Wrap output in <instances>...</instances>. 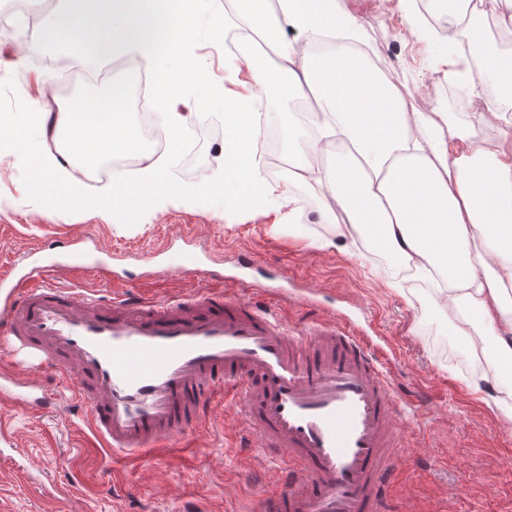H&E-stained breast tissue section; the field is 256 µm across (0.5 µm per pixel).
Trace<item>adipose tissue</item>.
Returning <instances> with one entry per match:
<instances>
[{
    "instance_id": "1",
    "label": "adipose tissue",
    "mask_w": 512,
    "mask_h": 512,
    "mask_svg": "<svg viewBox=\"0 0 512 512\" xmlns=\"http://www.w3.org/2000/svg\"><path fill=\"white\" fill-rule=\"evenodd\" d=\"M232 15L217 14L215 0H64L51 24L33 40L54 39L85 56L105 60L138 53L153 61L156 92L168 132V154L177 156L183 135L204 112L224 115V200L263 197L268 185L253 157L254 111L266 100L314 101L316 136L300 139L289 125L286 141H299L288 177L308 191L327 195L317 210L320 224L338 225L342 236L368 241L391 259L388 280L402 285L403 271L431 282L430 303L447 309L454 335L466 347H489L497 386L493 405L512 417V131L493 143L477 130L505 121L512 111V57L485 49L477 67L458 73L472 95L490 78L508 84L497 100L460 122L447 113L417 112L391 78L351 55L364 43L359 19L341 0H232ZM444 39L456 42L463 18L496 16L512 35V0H442ZM244 30L243 54L225 57V69H247L253 90L227 98L223 84L203 69L197 50L223 43L226 26ZM298 38L289 39L284 27ZM342 45L324 52L327 34ZM270 49L274 69L257 63ZM129 86L115 83L91 97L72 98L58 111L25 100L5 119V144L38 172L51 205L92 208L104 215L126 209L131 198L153 203L171 190L165 166L152 159L126 111ZM337 146L332 160L325 150ZM116 155L143 161L136 181L112 173L113 192L85 194L68 165H93Z\"/></svg>"
}]
</instances>
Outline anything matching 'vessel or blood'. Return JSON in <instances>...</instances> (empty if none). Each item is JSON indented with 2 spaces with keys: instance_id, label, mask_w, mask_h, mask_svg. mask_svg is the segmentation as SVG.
Here are the masks:
<instances>
[{
  "instance_id": "b4317fda",
  "label": "vessel or blood",
  "mask_w": 512,
  "mask_h": 512,
  "mask_svg": "<svg viewBox=\"0 0 512 512\" xmlns=\"http://www.w3.org/2000/svg\"><path fill=\"white\" fill-rule=\"evenodd\" d=\"M73 254L27 258L0 274V351L19 343L43 353L105 456L163 446L230 392L243 401L254 447L281 462L288 482L265 512H381L393 423L411 413L348 318L310 329L298 355L275 309L215 288L136 300L51 285L49 272ZM183 261L203 281H229L194 251ZM31 389L0 373L1 400L31 405Z\"/></svg>"
}]
</instances>
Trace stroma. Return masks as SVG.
Listing matches in <instances>:
<instances>
[{
	"instance_id": "1",
	"label": "stroma",
	"mask_w": 512,
	"mask_h": 512,
	"mask_svg": "<svg viewBox=\"0 0 512 512\" xmlns=\"http://www.w3.org/2000/svg\"><path fill=\"white\" fill-rule=\"evenodd\" d=\"M342 2L363 24L372 60L384 64L415 111L424 109L418 98L428 75L450 77L467 66L465 53L421 41L400 0ZM29 34L25 26L0 30V111L28 98L54 111L144 67L124 55L86 62ZM223 141L218 113L201 155L168 172L169 197L109 219L51 208L27 159L1 150L0 271L32 249L83 238L106 253L123 281L85 266L54 276L56 285L102 296L190 297L206 287L180 264L191 248L217 272L240 273L235 292L246 303L277 306L296 341L335 312H350L391 347L392 388L419 419L412 428L394 424L400 448L381 490L387 512H512V418L489 404L493 381L453 335L447 315L427 304L428 289L388 287L377 259L354 255L336 225L316 223L320 198L287 176L268 173L271 198L225 207L223 192L211 189L224 167ZM259 274L275 286L310 289L314 300L277 304L250 288ZM250 438L240 401L229 398L212 404L196 430L152 449L150 466L133 456L104 459L79 408L0 405V512H260L282 490V468L251 448Z\"/></svg>"
}]
</instances>
